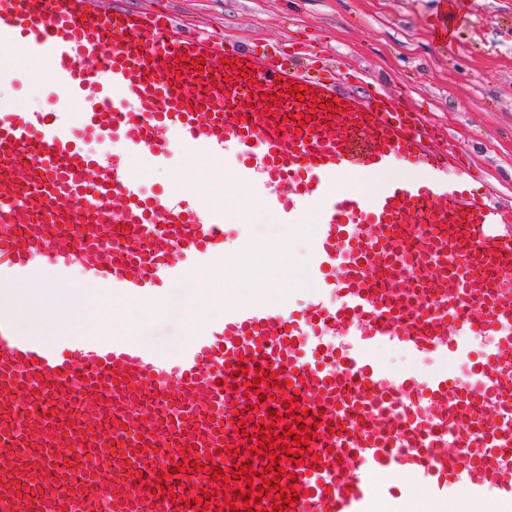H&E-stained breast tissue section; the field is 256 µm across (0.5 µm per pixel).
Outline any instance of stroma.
<instances>
[{
	"mask_svg": "<svg viewBox=\"0 0 512 512\" xmlns=\"http://www.w3.org/2000/svg\"><path fill=\"white\" fill-rule=\"evenodd\" d=\"M169 5L178 19L267 42L301 34L322 37L340 66L362 71L441 125L468 155L475 180L491 182L497 201L512 205V0H469L452 23V41L444 45L431 31L443 11L441 0H169ZM11 67L16 105L34 101L52 108L57 93L51 79H33L19 56ZM176 168L184 171L182 189H207L210 202L224 212L227 230L243 245L233 264L216 276L213 290L200 281L173 288L158 303L131 310L125 327L172 354L192 329L188 309L202 297L216 309L231 299L248 305L256 284L275 293L290 277L288 303L304 305L313 291L307 277L313 236L306 226L281 223L264 206L254 218L237 211L233 201L245 186L223 165L197 163L183 150L174 152L169 168L142 173L145 191L170 186Z\"/></svg>",
	"mask_w": 512,
	"mask_h": 512,
	"instance_id": "35a3bbf8",
	"label": "stroma"
}]
</instances>
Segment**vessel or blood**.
Returning a JSON list of instances; mask_svg holds the SVG:
<instances>
[{
	"label": "vessel or blood",
	"mask_w": 512,
	"mask_h": 512,
	"mask_svg": "<svg viewBox=\"0 0 512 512\" xmlns=\"http://www.w3.org/2000/svg\"><path fill=\"white\" fill-rule=\"evenodd\" d=\"M0 51L45 66L62 91L51 111L0 100L1 288H67L79 267L87 292L137 306L221 273L231 248L223 211L200 193L138 186L136 171L166 163L172 132L212 163L235 146L237 180L282 222L318 216L305 307L225 304L173 355L118 330L22 333L0 301V512H100L107 500L112 512H173L160 487L247 489V475L209 474L245 461L250 444L230 418L265 419L292 399L320 421L302 464L285 467L283 485L300 489L295 512H376L401 499L377 480L393 471L432 504L464 498L512 512V207L469 182L464 157L421 113L381 87L357 92L359 72L300 38L273 56L119 0H0ZM265 95L276 107L261 105ZM75 104L110 154L81 147L68 120ZM301 112L314 120L293 124ZM398 161L414 176L336 190L341 174L367 181ZM116 224L127 233L119 252L107 245ZM479 336L489 339L480 351L470 344ZM378 346L442 368L392 374L371 359ZM242 367L276 372L274 398L235 387ZM31 395L42 415L8 424ZM120 428L137 446L118 455ZM85 444L103 476L73 471L24 496L33 475L62 470ZM184 459L205 474L187 479L176 469Z\"/></svg>",
	"instance_id": "obj_1"
}]
</instances>
